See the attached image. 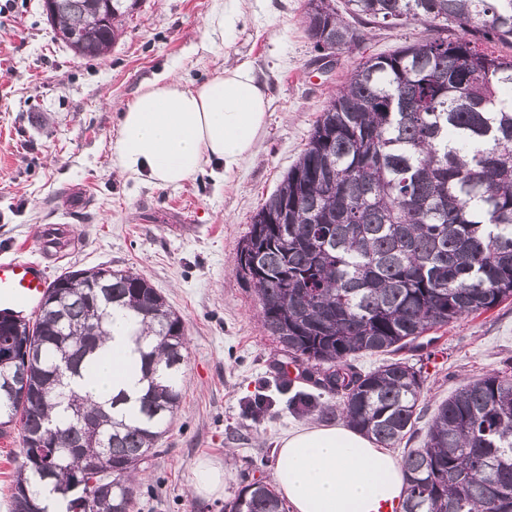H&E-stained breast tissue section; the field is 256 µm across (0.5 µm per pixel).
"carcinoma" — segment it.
Returning a JSON list of instances; mask_svg holds the SVG:
<instances>
[{
	"label": "carcinoma",
	"instance_id": "1",
	"mask_svg": "<svg viewBox=\"0 0 512 512\" xmlns=\"http://www.w3.org/2000/svg\"><path fill=\"white\" fill-rule=\"evenodd\" d=\"M54 0V37L85 31L81 59L109 53L127 0ZM428 24L430 40L354 67L320 115L298 162L252 217L237 251L256 248L253 287L264 331L306 364L303 377L341 397L339 409L309 393L299 416L336 412L387 448L413 438L424 379L397 359L362 373L364 353L419 348L433 329L512 298V0H306L314 48L349 52L363 28ZM109 272L111 302L68 271L50 282L34 320L20 319L28 363H0V436L19 426L23 448L12 512L51 500L65 512H132L135 475L182 402L185 325L132 269ZM135 325L143 394L131 409L118 394L101 404L72 379L96 364L117 310ZM28 387L18 400L5 388ZM98 424L89 434L84 422ZM49 429L45 447L33 435ZM102 460L94 484L88 463ZM403 512H512V375L463 385L434 411L419 448L403 457ZM229 512H286L255 481Z\"/></svg>",
	"mask_w": 512,
	"mask_h": 512
}]
</instances>
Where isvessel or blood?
<instances>
[{"label": "vessel or blood", "mask_w": 512, "mask_h": 512, "mask_svg": "<svg viewBox=\"0 0 512 512\" xmlns=\"http://www.w3.org/2000/svg\"><path fill=\"white\" fill-rule=\"evenodd\" d=\"M49 281L40 263L14 258L0 260V310L24 316L39 308Z\"/></svg>", "instance_id": "vessel-or-blood-1"}]
</instances>
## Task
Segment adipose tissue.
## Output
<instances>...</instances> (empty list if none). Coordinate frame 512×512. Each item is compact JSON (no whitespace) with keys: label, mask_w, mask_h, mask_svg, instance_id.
<instances>
[{"label":"adipose tissue","mask_w":512,"mask_h":512,"mask_svg":"<svg viewBox=\"0 0 512 512\" xmlns=\"http://www.w3.org/2000/svg\"><path fill=\"white\" fill-rule=\"evenodd\" d=\"M269 98L251 65L238 63L190 88L171 75L142 88L121 110L114 167L121 176L176 186L213 162L232 172L251 153ZM131 326L116 319L97 373L74 388L98 401L137 398ZM273 480L291 512H397L404 498L403 463L346 424L297 427L281 438Z\"/></svg>","instance_id":"obj_1"}]
</instances>
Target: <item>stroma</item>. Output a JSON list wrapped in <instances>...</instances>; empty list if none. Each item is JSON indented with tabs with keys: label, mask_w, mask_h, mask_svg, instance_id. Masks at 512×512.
<instances>
[{
	"label": "stroma",
	"mask_w": 512,
	"mask_h": 512,
	"mask_svg": "<svg viewBox=\"0 0 512 512\" xmlns=\"http://www.w3.org/2000/svg\"><path fill=\"white\" fill-rule=\"evenodd\" d=\"M306 0H140L111 51L77 59L54 40L43 0H0V260L42 262L48 278L132 268L165 297L188 336L183 399L143 463L133 512H224L248 483H271L276 442L315 390L264 332L252 288L236 274L251 218L298 160L332 95L361 56L428 37L419 24L368 26L361 51L322 67L303 23ZM249 62L270 99L253 153L232 173L177 187L113 167L119 112L163 73L195 87ZM401 358L424 378L420 447L436 406L486 374H512V299L430 331ZM224 491L192 490L199 462Z\"/></svg>",
	"instance_id": "1"
}]
</instances>
